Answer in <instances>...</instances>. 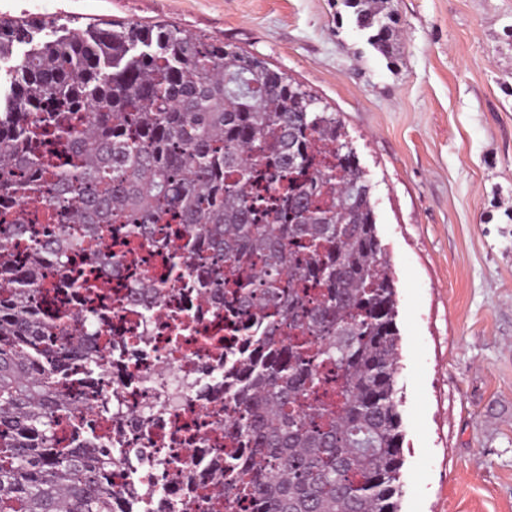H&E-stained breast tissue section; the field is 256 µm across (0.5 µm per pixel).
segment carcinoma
<instances>
[{"label":"carcinoma","instance_id":"carcinoma-1","mask_svg":"<svg viewBox=\"0 0 512 512\" xmlns=\"http://www.w3.org/2000/svg\"><path fill=\"white\" fill-rule=\"evenodd\" d=\"M367 43L394 63L389 0H342ZM0 192L47 198L41 240L0 210V512H112L99 483L124 448L63 441L60 416L78 378L103 367L92 311L47 318L30 305L37 266L77 255L120 276L106 224H130L125 251L175 223L186 238L167 268L224 286V320L248 346L224 454L225 494L257 512H399L401 419L394 280L372 186L336 113L262 59L168 23L76 32L0 17ZM14 239L28 240L25 254ZM157 281L131 292L155 309ZM291 335L280 336L283 325Z\"/></svg>","mask_w":512,"mask_h":512}]
</instances>
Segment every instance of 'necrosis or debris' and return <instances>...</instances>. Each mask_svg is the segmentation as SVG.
<instances>
[{"instance_id":"necrosis-or-debris-1","label":"necrosis or debris","mask_w":512,"mask_h":512,"mask_svg":"<svg viewBox=\"0 0 512 512\" xmlns=\"http://www.w3.org/2000/svg\"><path fill=\"white\" fill-rule=\"evenodd\" d=\"M135 262L137 275L103 282L114 296L97 342L106 362L86 387L112 394L120 410L105 421L80 399L61 422L69 433L96 425L113 446L128 449L106 476L116 491L114 512H213V497L224 490V429L234 416L224 391L240 383L227 352L205 341L219 321V298L185 277L142 317L126 295L140 276L157 279L163 270L147 246Z\"/></svg>"}]
</instances>
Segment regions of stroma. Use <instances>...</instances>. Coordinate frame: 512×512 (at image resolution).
I'll use <instances>...</instances> for the list:
<instances>
[{
	"label": "stroma",
	"mask_w": 512,
	"mask_h": 512,
	"mask_svg": "<svg viewBox=\"0 0 512 512\" xmlns=\"http://www.w3.org/2000/svg\"><path fill=\"white\" fill-rule=\"evenodd\" d=\"M388 63L338 0H0L165 21L257 56L343 121L396 287L401 512H512V0H395Z\"/></svg>",
	"instance_id": "35a3bbf8"
}]
</instances>
